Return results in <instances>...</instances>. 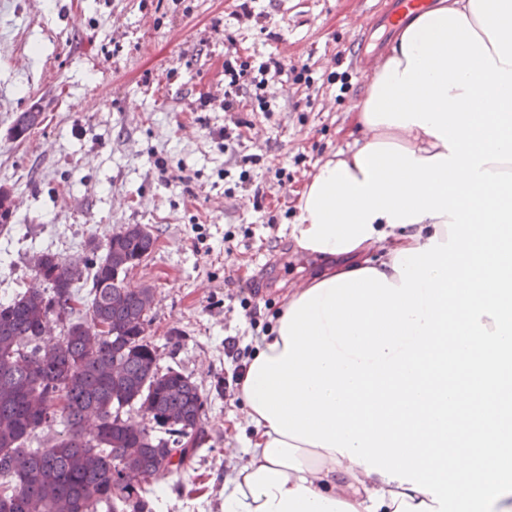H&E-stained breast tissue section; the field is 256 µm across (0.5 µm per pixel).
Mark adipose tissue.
<instances>
[{
    "label": "adipose tissue",
    "instance_id": "obj_1",
    "mask_svg": "<svg viewBox=\"0 0 512 512\" xmlns=\"http://www.w3.org/2000/svg\"><path fill=\"white\" fill-rule=\"evenodd\" d=\"M300 192L224 512H512V0H437Z\"/></svg>",
    "mask_w": 512,
    "mask_h": 512
}]
</instances>
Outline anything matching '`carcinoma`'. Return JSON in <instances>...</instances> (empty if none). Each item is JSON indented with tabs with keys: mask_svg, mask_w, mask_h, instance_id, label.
Instances as JSON below:
<instances>
[{
	"mask_svg": "<svg viewBox=\"0 0 512 512\" xmlns=\"http://www.w3.org/2000/svg\"><path fill=\"white\" fill-rule=\"evenodd\" d=\"M40 118L22 112L12 130L23 134ZM156 243L149 227L124 224L103 240L90 236L96 258L80 267L44 252L27 288L0 301V512H153L156 485L184 472L201 447L206 400L182 372L160 370L145 335L150 289L125 285L132 260ZM49 319L63 336L44 335ZM94 323L107 335L93 344ZM133 406L148 424L123 419ZM54 422L62 430L30 447ZM128 469L143 483L127 484Z\"/></svg>",
	"mask_w": 512,
	"mask_h": 512,
	"instance_id": "cac0c4a2",
	"label": "carcinoma"
}]
</instances>
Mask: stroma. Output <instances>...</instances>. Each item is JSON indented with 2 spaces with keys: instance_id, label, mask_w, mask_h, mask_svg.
Listing matches in <instances>:
<instances>
[{
  "instance_id": "1",
  "label": "stroma",
  "mask_w": 512,
  "mask_h": 512,
  "mask_svg": "<svg viewBox=\"0 0 512 512\" xmlns=\"http://www.w3.org/2000/svg\"><path fill=\"white\" fill-rule=\"evenodd\" d=\"M235 0H0V187L15 209L0 231V297L26 288L30 255L84 254L90 235L144 224L155 251L131 270V287L155 290L149 339L160 368L189 376L206 396L207 438L191 465L167 480L154 512H223L224 489L244 455L245 436L226 433L240 416L234 364L224 340L255 349L313 271L289 236L295 193L317 164L353 138L350 110L373 67L394 45L388 34L363 65L352 62L357 32L379 33L389 0H255L256 21L238 22ZM272 53L310 68L312 85L267 88L272 114L256 113L242 149L260 162L249 181L232 175L214 138L230 113L200 110L224 96V60ZM41 122L20 138L22 112ZM168 163L160 180L156 158ZM286 189L270 186L276 169ZM265 192L263 210L253 207ZM234 232L225 243V232ZM262 289L257 310L238 286Z\"/></svg>"
}]
</instances>
